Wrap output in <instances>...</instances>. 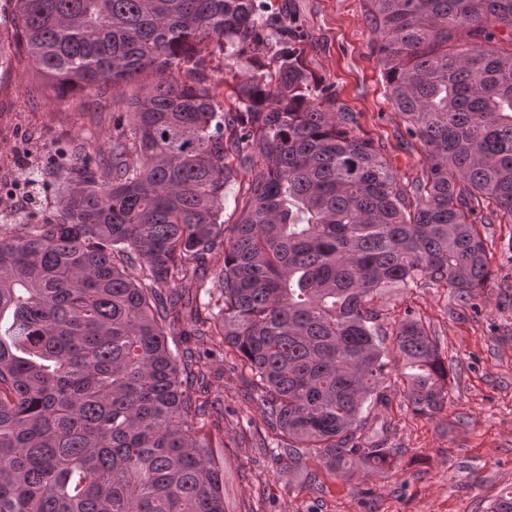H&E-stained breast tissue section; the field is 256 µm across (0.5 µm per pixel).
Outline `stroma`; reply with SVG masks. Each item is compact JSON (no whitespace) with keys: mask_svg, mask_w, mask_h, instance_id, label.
I'll use <instances>...</instances> for the list:
<instances>
[{"mask_svg":"<svg viewBox=\"0 0 512 512\" xmlns=\"http://www.w3.org/2000/svg\"><path fill=\"white\" fill-rule=\"evenodd\" d=\"M290 1L308 35L309 70L333 85L402 178L422 176L430 159L388 100L364 0ZM13 10L12 0H0V184L25 181L31 142L79 137L104 152L112 133L106 99L39 90L12 33ZM482 234L491 276L478 309L446 288L395 289L379 301L393 314L413 308L448 368V404L433 415L414 413L402 386L389 389V443L400 451L391 469L359 470L347 481L289 477L287 464L266 454L269 430L230 359L212 354L210 337H183L208 374V391L195 397L208 404L204 434L224 447L226 512H491L500 490L512 487V224L495 222Z\"/></svg>","mask_w":512,"mask_h":512,"instance_id":"35a3bbf8","label":"stroma"}]
</instances>
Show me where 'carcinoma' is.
Masks as SVG:
<instances>
[{
  "label": "carcinoma",
  "mask_w": 512,
  "mask_h": 512,
  "mask_svg": "<svg viewBox=\"0 0 512 512\" xmlns=\"http://www.w3.org/2000/svg\"><path fill=\"white\" fill-rule=\"evenodd\" d=\"M365 7L388 100L431 158L415 181L315 79L285 3L15 0L42 87L111 94L112 161L78 140L43 147L51 165L31 183L56 220L0 233V512H225V460L194 427L168 340L177 283L219 247L193 332L242 361L288 474L391 466L402 449L370 422L393 382L417 413L447 405L422 319L408 307L386 331L376 299L432 284L477 307L481 204L512 224V0ZM217 53L249 71L231 112ZM145 71L154 81L126 100ZM246 164L229 228L224 187Z\"/></svg>",
  "instance_id": "carcinoma-1"
}]
</instances>
